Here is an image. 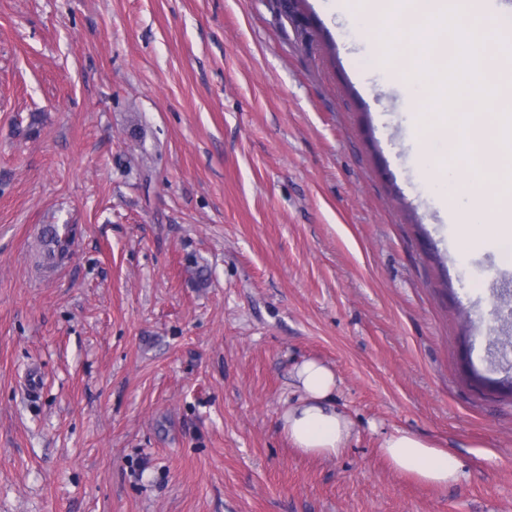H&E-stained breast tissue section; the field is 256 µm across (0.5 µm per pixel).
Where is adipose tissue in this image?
I'll use <instances>...</instances> for the list:
<instances>
[{"label": "adipose tissue", "instance_id": "1", "mask_svg": "<svg viewBox=\"0 0 512 512\" xmlns=\"http://www.w3.org/2000/svg\"><path fill=\"white\" fill-rule=\"evenodd\" d=\"M292 379L288 406L281 416L289 442L309 456L340 457L354 433V422L336 405L338 379L334 370L309 359L295 367ZM380 452L393 470L424 485L444 488L462 476L460 463L447 450L410 431L386 435Z\"/></svg>", "mask_w": 512, "mask_h": 512}]
</instances>
